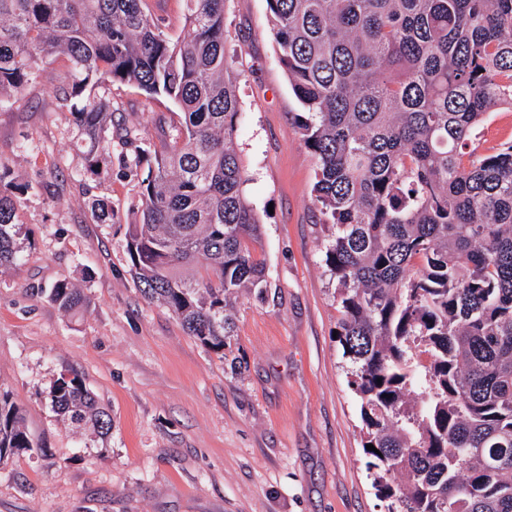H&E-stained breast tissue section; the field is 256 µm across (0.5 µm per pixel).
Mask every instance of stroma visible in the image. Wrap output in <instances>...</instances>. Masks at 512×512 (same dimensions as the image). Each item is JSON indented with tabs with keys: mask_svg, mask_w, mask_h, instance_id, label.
<instances>
[{
	"mask_svg": "<svg viewBox=\"0 0 512 512\" xmlns=\"http://www.w3.org/2000/svg\"><path fill=\"white\" fill-rule=\"evenodd\" d=\"M226 49L240 75L236 140L262 223L264 297L234 306L225 354L189 336L131 272L132 207L175 105L127 83L95 89L112 123V167L57 95L70 63L52 56L22 100L0 108V164L28 184L16 222L23 257L0 271V393L37 447L0 465V512H384L366 470L359 409L333 337L340 314L325 265L328 227L312 201L316 163L302 108L269 34L266 0H226ZM478 154L512 143V110L487 116ZM113 211L98 223L96 202ZM81 288L86 310L48 290ZM77 374L112 420L99 436L60 420L49 393ZM50 298L65 312L78 311L86 306L83 293L66 279L58 281L51 288Z\"/></svg>",
	"mask_w": 512,
	"mask_h": 512,
	"instance_id": "35a3bbf8",
	"label": "stroma"
}]
</instances>
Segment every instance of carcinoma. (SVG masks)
Returning <instances> with one entry per match:
<instances>
[{"instance_id":"1","label":"carcinoma","mask_w":512,"mask_h":512,"mask_svg":"<svg viewBox=\"0 0 512 512\" xmlns=\"http://www.w3.org/2000/svg\"><path fill=\"white\" fill-rule=\"evenodd\" d=\"M280 61L317 165L330 224L337 342L359 402L366 469L388 512H512V143L469 150L489 112L512 107V0H266ZM225 0H186L188 35L168 37L143 0H0V102L71 62L66 102L112 163V130L88 85L132 84L182 114L142 179L129 256L144 297L224 353L226 307L266 293L261 237L234 141L243 118L224 55ZM27 186L0 169V269L18 265ZM202 267L185 280L175 268ZM51 300L86 306L70 281ZM52 407L112 428L78 375ZM38 447L0 393V464Z\"/></svg>"}]
</instances>
